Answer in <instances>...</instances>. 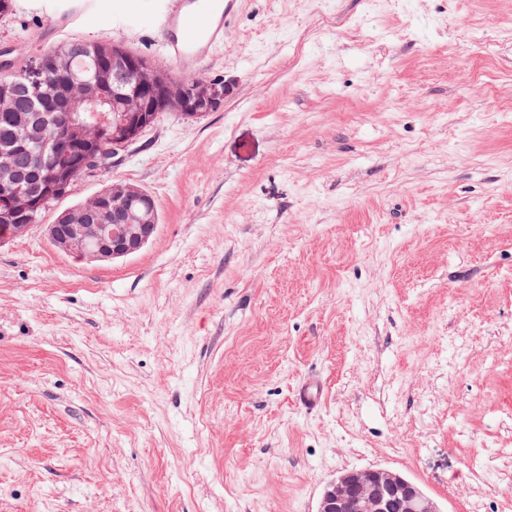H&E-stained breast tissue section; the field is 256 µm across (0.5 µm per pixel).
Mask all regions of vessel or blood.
<instances>
[{"label":"vessel or blood","mask_w":512,"mask_h":512,"mask_svg":"<svg viewBox=\"0 0 512 512\" xmlns=\"http://www.w3.org/2000/svg\"><path fill=\"white\" fill-rule=\"evenodd\" d=\"M157 32L166 56L179 68L200 65L223 42L237 0H160Z\"/></svg>","instance_id":"obj_1"}]
</instances>
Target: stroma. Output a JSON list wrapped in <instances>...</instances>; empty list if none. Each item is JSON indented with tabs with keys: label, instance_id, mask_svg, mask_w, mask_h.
<instances>
[{
	"label": "stroma",
	"instance_id": "35a3bbf8",
	"mask_svg": "<svg viewBox=\"0 0 512 512\" xmlns=\"http://www.w3.org/2000/svg\"><path fill=\"white\" fill-rule=\"evenodd\" d=\"M67 2L14 0L0 50L108 41L180 75L157 0L49 37ZM195 73L223 107L160 113L0 245V512H316L374 466L512 512V0H240ZM111 179L155 238L55 251L45 225Z\"/></svg>",
	"mask_w": 512,
	"mask_h": 512
}]
</instances>
